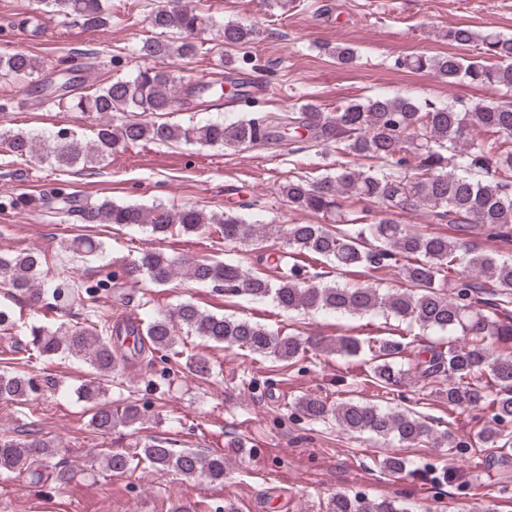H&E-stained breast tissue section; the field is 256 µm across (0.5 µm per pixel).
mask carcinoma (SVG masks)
I'll return each mask as SVG.
<instances>
[{
    "label": "carcinoma",
    "instance_id": "cac0c4a2",
    "mask_svg": "<svg viewBox=\"0 0 512 512\" xmlns=\"http://www.w3.org/2000/svg\"><path fill=\"white\" fill-rule=\"evenodd\" d=\"M65 18L88 28L104 26L112 19L106 0H38ZM151 26L166 33L176 30L178 40L159 37L145 40L139 48L145 58L170 60L193 58L204 53L199 35L213 28L222 34L227 47L250 43L254 27L237 22L224 23L187 5L163 6L154 11ZM448 43L469 46L481 43L483 54L496 59L467 60L454 54L418 55L404 65L448 79L466 80L474 85L512 89V37L495 30L482 32L451 26L442 33ZM40 62L25 52L0 54V78L31 75ZM172 71L144 67L130 78L109 80L92 94L66 91L58 103L75 112L101 118L94 139L86 142L60 129L52 136L23 131H0L9 152L24 160L42 153V159L60 170L93 168L112 154L139 143L184 142L202 147H269L290 135L303 143L336 144L339 153L376 165L353 166L345 161L336 173L317 180L294 177L280 186L288 206L314 215H336L334 224H288L282 228L286 244L304 256H318L336 268L352 272L371 271L385 265L399 268L405 287L388 290L375 283L353 286L320 281L311 266L282 267L272 281L232 261L202 259L186 263L160 249L147 248L138 259L122 268L121 278L137 282L146 279L164 286L182 275L198 283L220 288L226 298L245 296L270 299L287 312H335L365 315L380 312L416 325L423 330L446 332L456 339L427 355L415 353V376L420 380L442 378L446 387L442 400L455 409H473L487 415L486 425L476 431L487 448H498L512 424V261L498 260L479 251L468 238L487 236L512 241V148L500 140L512 135V102L453 101L446 105L421 103L412 97L373 96L358 98L323 112L312 103L286 112H263L226 124L220 120L205 124H175L163 116L178 111ZM123 113L124 120L112 124L109 117ZM486 135L472 142V133ZM371 201L378 216L364 211L343 213L344 197ZM428 210L433 224H452L462 236L448 238L399 224L391 214L417 208ZM248 205L232 202L219 214L208 215L194 208H146L134 204L103 201L87 203L80 209L85 224L140 225L162 239L174 231L199 233L214 226L228 244L264 248L273 225L247 221L242 210ZM63 250L93 256L99 246L87 237L61 243ZM46 257L36 249L0 254V284L33 308H65L77 301H89L95 321L85 326L50 327L31 325L20 357L0 361V401L19 404L36 391V381L18 366L32 358L66 355L91 368V377L78 387L84 401L95 404L89 426L109 435L117 426L142 420L140 407L130 402L114 409L101 402L104 382L128 358L122 336L126 326H110V316L99 310L97 301L112 291L117 276L76 281L61 271L52 281L42 279ZM493 288V300L479 296L483 286ZM198 336L227 350L290 365L310 348L346 357L365 355L366 381L396 391L409 381L404 368L408 346L393 338L342 336L328 343L309 338L285 336L246 318L204 311L192 302L174 310L136 321L133 355L159 356L163 362L180 361V333ZM183 367L191 375L207 378L212 373L204 355L186 357ZM496 394L490 395V387ZM293 413L310 421L332 419L340 429L369 434L404 447L443 439L452 448H466L470 441L446 429L437 433L416 412L399 406L348 399L330 404L320 396L304 395L292 406ZM63 442L57 439H20L0 434V474L24 476L39 487L44 472L52 471L58 486L68 484L76 471L65 463ZM91 463L114 475H123L141 463L159 470H173L187 480L204 479L211 485L224 483L226 462L222 454L186 449L180 452L163 439L137 443L133 450L101 448ZM411 461L400 454H387L380 461L383 471L393 476L410 474ZM326 512H409L395 499L370 498L357 494L331 495Z\"/></svg>",
    "mask_w": 512,
    "mask_h": 512
}]
</instances>
